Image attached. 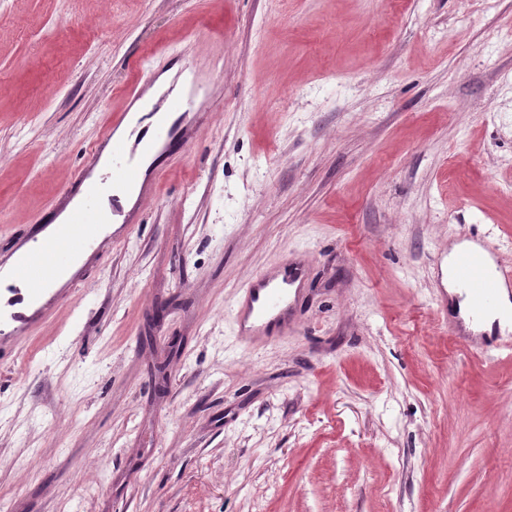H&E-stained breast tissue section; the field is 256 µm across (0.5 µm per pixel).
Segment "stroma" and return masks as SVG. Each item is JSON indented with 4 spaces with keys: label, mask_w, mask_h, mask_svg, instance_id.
Instances as JSON below:
<instances>
[{
    "label": "stroma",
    "mask_w": 512,
    "mask_h": 512,
    "mask_svg": "<svg viewBox=\"0 0 512 512\" xmlns=\"http://www.w3.org/2000/svg\"><path fill=\"white\" fill-rule=\"evenodd\" d=\"M185 60L194 144L0 347V512H512V331L449 332L444 275L512 267V0H0V249ZM292 257L295 329L241 342ZM304 266L295 261L281 263L253 280L234 305L237 336L246 343L270 336V328L286 325L288 313L302 290Z\"/></svg>",
    "instance_id": "obj_1"
}]
</instances>
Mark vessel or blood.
I'll use <instances>...</instances> for the list:
<instances>
[{
    "mask_svg": "<svg viewBox=\"0 0 512 512\" xmlns=\"http://www.w3.org/2000/svg\"><path fill=\"white\" fill-rule=\"evenodd\" d=\"M209 85L192 78L188 90H164L149 111L132 122L128 136L108 134L102 146L89 149L86 161L62 187L61 199L71 206L48 235L33 236L14 263L0 260V340L14 342L30 323L27 306L55 296V288L71 266L87 251L109 244V228L123 224L122 201L140 183L138 149L168 145L174 138L191 143L195 124L209 98ZM490 247L465 249L453 261L459 288L469 298L471 322H482L501 307V286L512 285V271L490 264ZM305 268L288 261L253 280L234 305L237 336L244 343L267 340L271 327L285 324L302 290Z\"/></svg>",
    "mask_w": 512,
    "mask_h": 512,
    "instance_id": "1",
    "label": "vessel or blood"
}]
</instances>
